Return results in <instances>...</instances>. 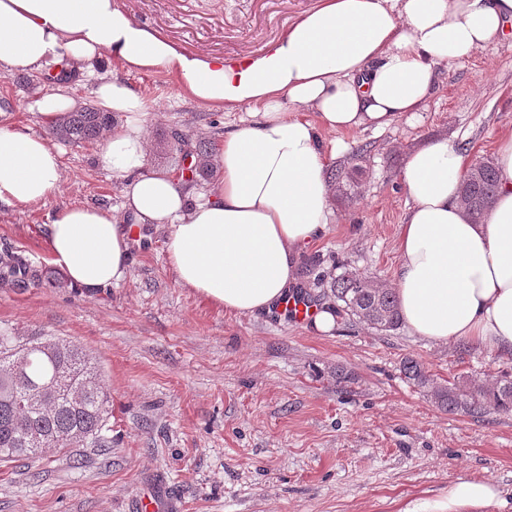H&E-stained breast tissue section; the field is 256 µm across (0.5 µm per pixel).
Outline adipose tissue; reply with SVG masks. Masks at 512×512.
<instances>
[{
	"mask_svg": "<svg viewBox=\"0 0 512 512\" xmlns=\"http://www.w3.org/2000/svg\"><path fill=\"white\" fill-rule=\"evenodd\" d=\"M511 26L512 0H320L257 54L202 57L136 23L118 0H0L1 70L64 62L83 72L106 56L130 73L176 76L190 99L243 114L217 154L219 184L196 194L148 169L143 99L101 77V106L125 116L98 154L123 181L122 207L116 216L86 205L56 212L47 226L53 263L88 291L119 283L133 239L153 225L167 233L180 285L235 314L273 311L332 215L324 172L341 145L322 131L385 129L422 111L441 65L467 60ZM494 160L497 198L476 224L461 201L459 146L438 139L407 155L401 180L411 203L395 291L412 335L510 355L512 135L499 139ZM60 172L61 155L45 138L0 129V204L45 200ZM497 498L492 483L460 480L433 512Z\"/></svg>",
	"mask_w": 512,
	"mask_h": 512,
	"instance_id": "obj_1",
	"label": "adipose tissue"
}]
</instances>
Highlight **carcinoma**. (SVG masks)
Instances as JSON below:
<instances>
[{
    "label": "carcinoma",
    "instance_id": "obj_1",
    "mask_svg": "<svg viewBox=\"0 0 512 512\" xmlns=\"http://www.w3.org/2000/svg\"><path fill=\"white\" fill-rule=\"evenodd\" d=\"M110 112L88 106L70 112L53 129L64 141L81 144L95 141L112 129ZM190 153L194 175L216 176L214 148L199 141ZM362 158L356 151L346 162L332 169L329 183L338 195L353 199L358 187ZM498 171L491 158L473 163L461 184V200L470 218L481 221L491 210L498 187ZM0 277L12 278L18 288L52 285L44 271L19 253L0 255ZM330 291L342 311L380 332L400 328L402 319L393 289L358 269L343 268L330 284ZM41 334L19 339L0 331V462H14L33 455L65 448H102V431L108 423L111 396L100 374L90 365L78 345L51 337L44 345ZM404 377L418 387L441 410L453 415L482 418L491 413L512 412V373L501 371L493 379L457 377L436 381L418 360L402 363ZM43 391L41 405L27 408L19 398L29 391Z\"/></svg>",
    "mask_w": 512,
    "mask_h": 512
}]
</instances>
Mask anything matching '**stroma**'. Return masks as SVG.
I'll return each instance as SVG.
<instances>
[{"label":"stroma","instance_id":"1","mask_svg":"<svg viewBox=\"0 0 512 512\" xmlns=\"http://www.w3.org/2000/svg\"><path fill=\"white\" fill-rule=\"evenodd\" d=\"M130 16L187 53L259 52L319 0H118ZM120 77L143 97L148 165L177 171L159 135L220 146L239 113L201 106L163 72L126 73L102 59L97 75L0 70V128L50 138L36 103L65 89L96 104L98 74ZM512 134V38L443 65L423 111L384 130L323 132L344 155L366 146L353 202L332 199V222L299 261L296 290L333 303L330 282L344 263L391 285L409 197L407 154L438 138L469 161L492 156ZM61 181L43 202L0 205V252L51 267L46 226L70 205L119 212L122 181L103 170L100 142L56 141ZM129 276L86 294L16 288L0 279V328L74 341L101 372L112 397L105 448H68L0 464V512H137L148 492L172 512H424L452 483L484 479L499 489L482 512H512V414L451 415L400 372L421 361L437 381L512 371V355L447 345L406 328L377 332L351 316L332 331L274 314L224 311L182 287L169 266L164 230L146 229ZM317 266H308L311 257ZM347 382L337 383V369Z\"/></svg>","mask_w":512,"mask_h":512}]
</instances>
